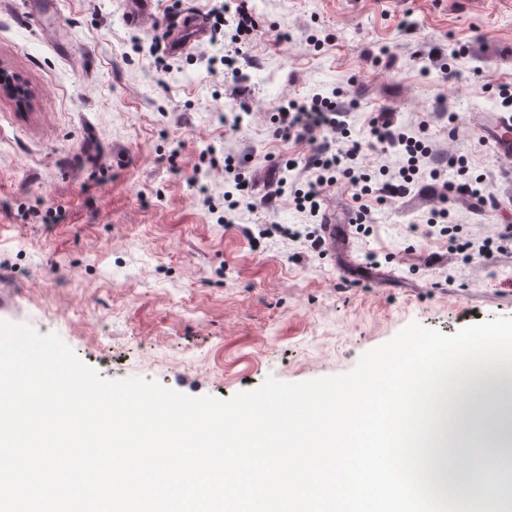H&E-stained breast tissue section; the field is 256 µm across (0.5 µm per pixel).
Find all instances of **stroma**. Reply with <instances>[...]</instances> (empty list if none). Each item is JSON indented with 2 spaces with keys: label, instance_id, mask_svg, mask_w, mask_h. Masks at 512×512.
Returning a JSON list of instances; mask_svg holds the SVG:
<instances>
[{
  "label": "stroma",
  "instance_id": "1",
  "mask_svg": "<svg viewBox=\"0 0 512 512\" xmlns=\"http://www.w3.org/2000/svg\"><path fill=\"white\" fill-rule=\"evenodd\" d=\"M21 3L0 0V69L29 95L22 106L0 94V321L58 334L104 379L227 399L270 376L348 373L412 322L452 334L512 317V253L466 265L412 230L444 203L464 236L494 233L464 199L419 185L370 202V231L298 260V244L275 236L254 246L242 232L300 223L291 195L238 225L218 223L198 193L204 184L222 194L223 159L252 153L245 174L263 195L270 159L309 151L273 136L281 98L336 88L358 104L354 138L371 112L392 109L403 125L426 122L434 148L467 159L495 198H512V158L474 131L481 113L500 111L498 85H512V0H249L263 34L239 59V85L209 73L207 56L222 48L206 40L173 58V71L156 70L153 28L168 0L142 28L124 22L122 0H59L65 56L19 22ZM438 48L466 56L445 74L428 60ZM225 112L244 113L241 131L225 132ZM34 207L64 219L32 223ZM76 305L88 322L70 321Z\"/></svg>",
  "mask_w": 512,
  "mask_h": 512
}]
</instances>
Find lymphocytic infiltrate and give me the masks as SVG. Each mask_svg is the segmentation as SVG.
<instances>
[{"label": "lymphocytic infiltrate", "instance_id": "obj_1", "mask_svg": "<svg viewBox=\"0 0 512 512\" xmlns=\"http://www.w3.org/2000/svg\"><path fill=\"white\" fill-rule=\"evenodd\" d=\"M208 15L214 19L215 36H223L227 22H234L235 32L221 56L210 57V67L225 66L233 83H241L242 73L235 67L237 57L245 47L250 46L259 32V24L247 6V0H216L210 5ZM350 106L342 100L317 93L303 100H289L279 106L274 115L275 137L296 140L310 145L311 150L304 157L286 159L282 165L283 176L271 178L263 196L252 193L249 180L241 166L227 162L225 173L233 177V187L222 196L207 195L204 206L210 212L220 213L221 223L232 224L240 211L256 212L258 209L273 208L277 199L284 196L288 172L297 170L306 175L305 188L294 189L292 193L296 211L303 221L294 226L271 223L262 225L259 234L267 238L281 235L299 243L308 251L321 252L324 243L320 227L312 226V219L320 211V202L337 183H346L353 192L359 219H366L370 209L367 199L385 201L390 198L406 197L414 184L425 179L440 180L446 170L456 169L458 182L452 188L456 193L469 197L479 205H486L484 177L467 179L466 166L457 165L455 160H442L432 146L417 139L408 127L400 125L397 114L384 108L372 113L367 121L372 145L377 148L380 159L377 170H370L361 160L362 144L349 140ZM463 227L457 224L448 208L436 207L429 211L424 237H439L445 241L449 251L458 255L462 262L471 264L485 259L493 253L512 251V225H504L494 235L480 239L463 238Z\"/></svg>", "mask_w": 512, "mask_h": 512}]
</instances>
